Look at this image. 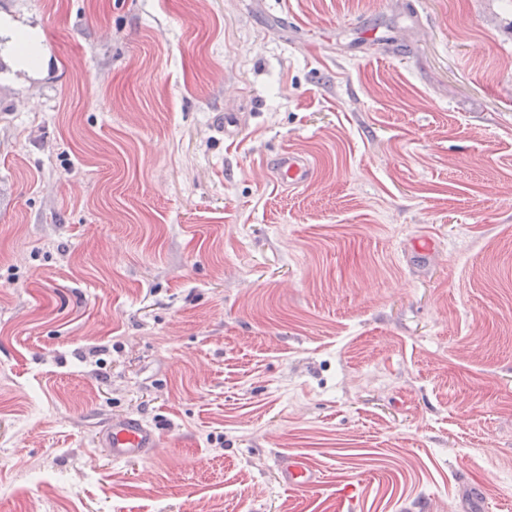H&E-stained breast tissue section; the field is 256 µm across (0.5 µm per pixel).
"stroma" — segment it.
Here are the masks:
<instances>
[{
  "label": "stroma",
  "instance_id": "stroma-1",
  "mask_svg": "<svg viewBox=\"0 0 512 512\" xmlns=\"http://www.w3.org/2000/svg\"><path fill=\"white\" fill-rule=\"evenodd\" d=\"M0 512H512V0H0ZM313 173V164L306 155L285 151L276 158L273 177L281 186L296 188L308 183ZM101 439L114 461L142 458L152 448L161 447L162 443L156 429L131 417L112 420L102 430ZM283 485L288 489L306 492L319 483V477L305 460L297 455H289L279 462Z\"/></svg>",
  "mask_w": 512,
  "mask_h": 512
}]
</instances>
